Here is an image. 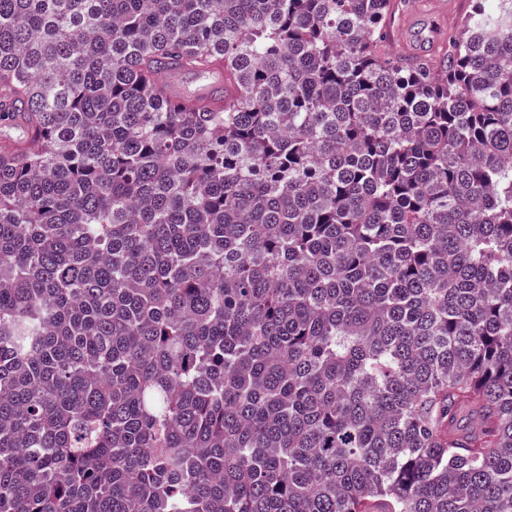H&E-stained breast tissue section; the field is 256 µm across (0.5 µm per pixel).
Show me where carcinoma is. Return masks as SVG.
Wrapping results in <instances>:
<instances>
[{
  "label": "carcinoma",
  "mask_w": 512,
  "mask_h": 512,
  "mask_svg": "<svg viewBox=\"0 0 512 512\" xmlns=\"http://www.w3.org/2000/svg\"><path fill=\"white\" fill-rule=\"evenodd\" d=\"M394 13L0 0V512H512V0ZM394 1H396V14L395 23L391 29L394 33L400 32V30L406 25L408 21V15L410 14L415 4L425 3L427 8H431L441 13L442 17L434 14V19L438 23L440 35H448V27L453 26L454 18L457 16V14H461L462 10H465L466 4L469 0H409L410 2L406 7H402L400 5L401 0ZM397 5L399 6L398 8Z\"/></svg>",
  "instance_id": "cac0c4a2"
}]
</instances>
